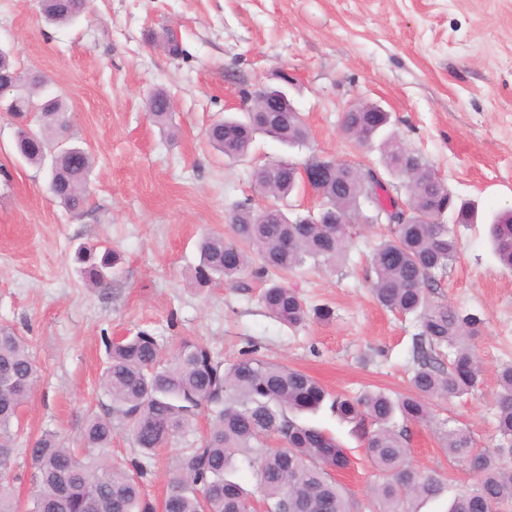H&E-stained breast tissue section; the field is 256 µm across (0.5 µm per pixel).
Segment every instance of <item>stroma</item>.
<instances>
[{
	"mask_svg": "<svg viewBox=\"0 0 512 512\" xmlns=\"http://www.w3.org/2000/svg\"><path fill=\"white\" fill-rule=\"evenodd\" d=\"M168 31L182 54L161 48ZM0 48L63 96L68 142L94 155L90 198L68 210L51 194L47 170L16 159L13 120L0 111V327L28 340L39 367L22 411L25 434L48 428L75 446L80 417L108 403L99 388L106 341L141 329L167 345L199 339L228 361L256 345L334 395L408 392L420 321L383 308L372 293L370 256L389 225H355L346 261L283 275L307 306L333 309L327 322L280 323L260 300L262 280L250 275L231 285L194 280L199 240L233 238V203L272 204L253 183L254 166H300L313 155L377 163L379 149L356 145L341 127L348 108L370 101L390 113L406 148L478 207V224L461 229L458 258L430 298L481 316L483 382L462 398L434 399L432 425L394 421L408 430L410 463L447 481L419 512H447L474 476L445 455L437 426L467 429L476 450L496 448V371L512 363V270L500 267L485 227L512 198V0H88L67 25L47 23L39 0H0ZM281 70L294 78L288 95L307 127L305 146L260 135L247 160L216 154L208 125L243 117L244 90L275 83ZM156 88L175 101V139L145 110ZM96 243L122 257L106 289L87 287L74 261L76 248ZM301 419L347 449L354 466L335 479L366 507L379 474L353 424L326 406ZM210 420L203 412L195 430L148 458L149 499H163L172 458Z\"/></svg>",
	"mask_w": 512,
	"mask_h": 512,
	"instance_id": "obj_1",
	"label": "stroma"
}]
</instances>
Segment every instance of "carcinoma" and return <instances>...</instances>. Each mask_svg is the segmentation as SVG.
<instances>
[{"label":"carcinoma","instance_id":"obj_1","mask_svg":"<svg viewBox=\"0 0 512 512\" xmlns=\"http://www.w3.org/2000/svg\"><path fill=\"white\" fill-rule=\"evenodd\" d=\"M85 0H44L42 11L52 24L73 22ZM34 91H15L9 99L15 120V150L27 164L42 167L50 155L58 160V174L50 192L65 206L83 205L90 193L91 152L79 145L56 148L66 126V104L55 96L31 112ZM151 121L171 124L173 101L163 90L146 99ZM277 121L263 124L250 115L245 120L212 123L207 141L232 160L250 154L253 137L268 135L288 146H300L308 133L295 112H275ZM390 116L382 112H347L345 131L359 145L382 136V167L357 166L324 160L321 196L315 217L288 219L283 209L269 214L244 201L233 206L230 222L240 240L236 245L222 236H208L200 244L196 281L201 285L233 283L246 274L263 277L273 270L286 274L311 260L334 264L345 259L352 225L368 223L365 202L375 210L394 199L381 197L377 177L391 175L416 186L405 204L425 215H453L456 224L477 222L475 206L457 201L433 167L418 153L404 148L393 134H383ZM275 182L254 172L258 188L286 200L302 189L298 168L285 160L264 164ZM494 252L502 267L512 269V210L505 209L490 224ZM459 253L455 230L444 223L394 224L391 236L373 251V292L391 311L420 317L422 354L410 393L392 396L368 389L355 397L330 396L310 375L242 351L226 363L204 343L184 337L170 354L157 336L139 330L118 342L106 343L107 362L100 389L110 404L89 413L79 424L81 449L63 445L56 432L44 430L24 449L31 470L33 491L20 504L9 476L16 451L20 412L37 379L28 342L8 327L0 328V512H244L253 499L232 475L238 464L255 470L258 490L268 512H354L342 485L331 472L350 467L345 449L324 431L299 423L295 414L313 412L330 402L340 419L361 430L364 451L383 480L372 488L377 512H415L418 501L434 500L446 491L436 473H423L408 459V434L393 428L399 416L410 424L432 420L430 400L470 394L482 383L483 370L472 340L480 318L429 298L436 275L447 271ZM261 266H253V256ZM80 273L92 288H108L121 262L107 246L91 245L76 254ZM261 301L273 317L297 326L308 313L298 294L272 282L263 288ZM448 348V365L430 351ZM495 403L500 444L495 452L477 453L469 433L461 427H443L441 447L449 457L467 463L476 481L460 490L448 512H512V468L503 464L512 456V365L496 375ZM214 417L200 442L175 458L163 501L142 492L145 466L136 459L112 462L110 451L116 426L128 428L134 445L153 454L178 435L189 431L203 408ZM283 447L274 450L268 441Z\"/></svg>","mask_w":512,"mask_h":512}]
</instances>
